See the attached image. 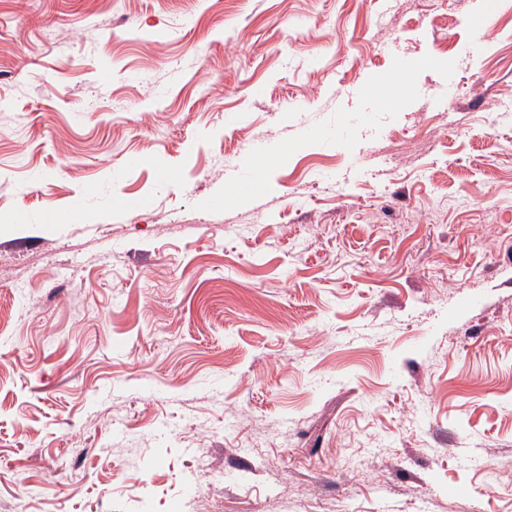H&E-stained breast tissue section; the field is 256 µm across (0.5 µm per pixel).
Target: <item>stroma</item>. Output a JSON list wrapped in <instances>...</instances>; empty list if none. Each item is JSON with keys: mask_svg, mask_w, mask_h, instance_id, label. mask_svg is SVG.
Returning a JSON list of instances; mask_svg holds the SVG:
<instances>
[{"mask_svg": "<svg viewBox=\"0 0 512 512\" xmlns=\"http://www.w3.org/2000/svg\"><path fill=\"white\" fill-rule=\"evenodd\" d=\"M15 504L512 512V0H0Z\"/></svg>", "mask_w": 512, "mask_h": 512, "instance_id": "35a3bbf8", "label": "stroma"}]
</instances>
